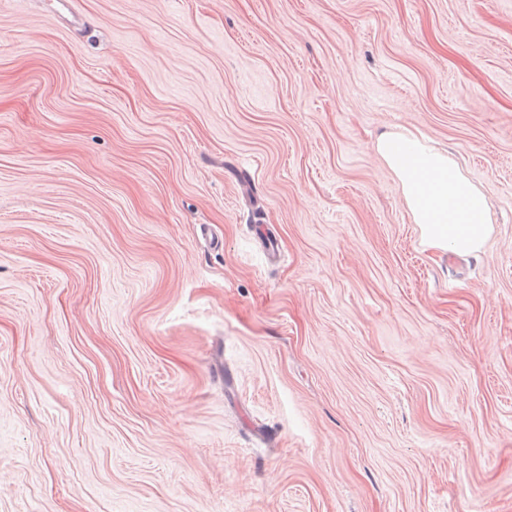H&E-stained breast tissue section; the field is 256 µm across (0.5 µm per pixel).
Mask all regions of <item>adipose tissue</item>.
Instances as JSON below:
<instances>
[{
  "label": "adipose tissue",
  "mask_w": 512,
  "mask_h": 512,
  "mask_svg": "<svg viewBox=\"0 0 512 512\" xmlns=\"http://www.w3.org/2000/svg\"><path fill=\"white\" fill-rule=\"evenodd\" d=\"M374 149L399 184L423 239L455 255L484 248L492 232L490 204L452 154L407 131L381 134Z\"/></svg>",
  "instance_id": "obj_1"
}]
</instances>
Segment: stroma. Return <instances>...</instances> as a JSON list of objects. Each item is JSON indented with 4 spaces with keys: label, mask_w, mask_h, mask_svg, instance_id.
I'll use <instances>...</instances> for the list:
<instances>
[{
    "label": "stroma",
    "mask_w": 512,
    "mask_h": 512,
    "mask_svg": "<svg viewBox=\"0 0 512 512\" xmlns=\"http://www.w3.org/2000/svg\"><path fill=\"white\" fill-rule=\"evenodd\" d=\"M71 4L0 0V512H512V0ZM374 149L399 184L423 239L455 255L484 248L492 232L490 204L452 154L408 131L381 134Z\"/></svg>",
    "instance_id": "obj_1"
}]
</instances>
